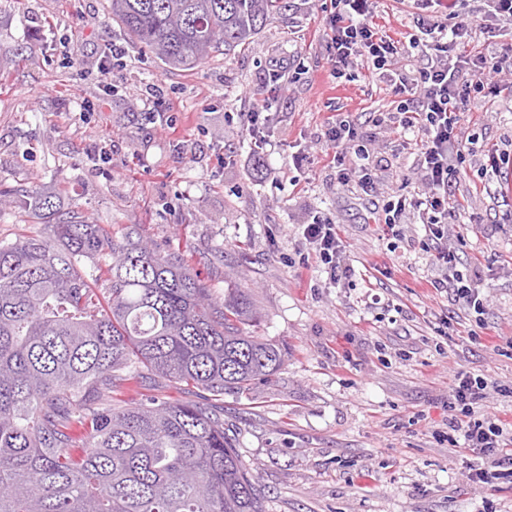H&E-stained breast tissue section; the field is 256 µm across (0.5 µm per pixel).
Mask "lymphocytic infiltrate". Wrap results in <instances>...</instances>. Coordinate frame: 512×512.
<instances>
[{
  "label": "lymphocytic infiltrate",
  "instance_id": "f902f5d3",
  "mask_svg": "<svg viewBox=\"0 0 512 512\" xmlns=\"http://www.w3.org/2000/svg\"><path fill=\"white\" fill-rule=\"evenodd\" d=\"M330 5L333 35L329 59L335 77H342L357 62L369 70L383 69L401 54V41L370 25L371 0H330ZM474 31L466 18L449 28L437 16L423 17L417 42L427 51L426 61L416 70L393 72L392 91L401 96L402 102L396 112L379 113L374 122L380 128L392 126L407 131L413 126L412 115L422 118L427 140L420 168L427 190L389 203L384 225L388 234L400 236V219L406 210L418 212L426 236L436 246L437 258L447 270L441 287L454 300L478 309L483 304L478 284L458 270L455 252L444 243L452 217L448 181L459 154V115L468 109L470 92L494 77H512V53L483 55L472 61L449 57V44L470 40ZM302 237L330 282L348 278L350 269L342 260L343 241L332 217L315 215L304 225ZM488 387L483 376L457 373L448 390V443L475 457L476 463L467 473L470 482L493 487L500 479L512 476V422L486 411Z\"/></svg>",
  "mask_w": 512,
  "mask_h": 512
}]
</instances>
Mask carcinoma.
<instances>
[{"label":"carcinoma","instance_id":"1","mask_svg":"<svg viewBox=\"0 0 512 512\" xmlns=\"http://www.w3.org/2000/svg\"><path fill=\"white\" fill-rule=\"evenodd\" d=\"M283 0H111L112 19L170 69L242 50ZM42 236L0 243V512H263L223 414L149 396L112 406L150 371L213 397L276 374L285 352L217 305L176 253L150 250L29 191ZM104 257L109 277L86 272Z\"/></svg>","mask_w":512,"mask_h":512}]
</instances>
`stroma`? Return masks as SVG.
<instances>
[{
	"label": "stroma",
	"instance_id": "35a3bbf8",
	"mask_svg": "<svg viewBox=\"0 0 512 512\" xmlns=\"http://www.w3.org/2000/svg\"><path fill=\"white\" fill-rule=\"evenodd\" d=\"M248 47L174 71L113 22L109 0H21L0 6V242L40 234L24 193H59L64 207L108 229L135 227L161 254L184 253L216 302L242 291L256 322L244 330L283 347L287 361L247 393L224 394V426L257 475L264 512H512V480L468 482L448 445V388L468 371L512 381V83L490 81L459 115L448 227L457 268L476 278L482 312L450 299L416 215L403 236L384 230L387 200L423 192L422 120L406 136L375 127L399 98L386 73L353 67L334 78L323 0H287ZM476 32L462 55L512 46V17L486 0H443ZM371 21L405 41L399 68L423 63L407 41L423 12L413 0H374ZM125 50L104 66L106 44ZM284 67L282 85L265 83ZM159 94L176 133L153 124ZM267 110L257 147L242 115ZM342 112L356 142L380 160L377 189L357 173L339 183L327 119ZM305 156V179L292 158ZM495 169H488L489 157ZM344 242L348 279L330 283L300 234L317 213ZM207 403L153 376L127 382L120 407L147 396Z\"/></svg>",
	"mask_w": 512,
	"mask_h": 512
}]
</instances>
